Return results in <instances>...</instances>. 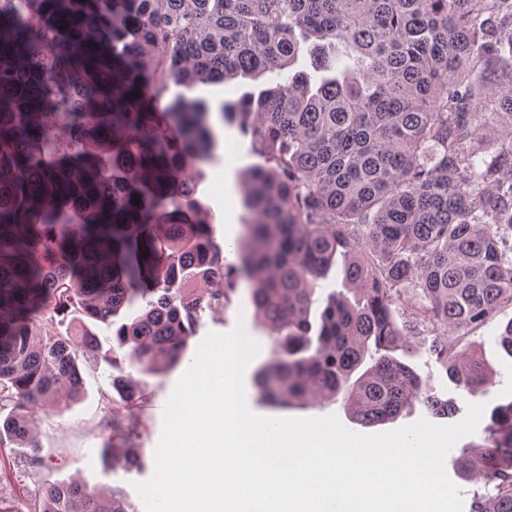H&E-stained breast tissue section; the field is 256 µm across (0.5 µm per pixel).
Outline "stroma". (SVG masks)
<instances>
[{
	"mask_svg": "<svg viewBox=\"0 0 512 512\" xmlns=\"http://www.w3.org/2000/svg\"><path fill=\"white\" fill-rule=\"evenodd\" d=\"M277 81V76L269 73L256 80L240 78L224 85L201 86L195 89L194 95L208 100L216 108L222 102L238 99L243 93L275 86ZM211 124L217 147L214 155L203 164L204 176L197 197L212 213L214 237L224 249L225 263L230 264L236 259L235 246L247 215L242 201L240 173L256 164L257 158L251 153L249 142L235 128L224 125L216 111L211 115ZM228 193L237 202L229 214L224 211V196ZM417 309L416 301L411 300L403 303L396 315L398 322L407 325L410 341V347L401 359L427 380L432 394L452 404L453 410L447 416L430 415L423 404L417 403L407 407L394 420L363 425L353 421L341 404L328 400H312L284 408L266 404L253 384V376L259 367L275 358L276 348L269 329L254 317L250 285L243 280L238 281L226 309L205 315L190 345L198 347L208 333L226 332L235 325H242L261 346L258 356L247 367L243 381L248 407L263 417L313 418L333 414L346 428L362 434L395 430L421 418L430 419L437 425L458 423L466 415L468 401L461 397L444 369L430 356L428 345L423 341L425 327L416 319ZM511 321L512 306L504 307L491 323L474 329L468 336L493 379L486 392L477 398L478 403L485 406L477 430L461 438L460 446L482 442L494 409L512 402V356L507 355L495 341L499 330ZM189 367V362L185 361L167 373L146 377V398L137 409V428L129 439L137 454V462L130 466L122 460L112 465L105 464L99 457V450L107 437L101 423L112 411L124 410L125 404L121 398L111 395L113 370L110 366L93 362L84 364L85 390L79 400L63 404L58 411L38 409L34 412V436L38 448L33 452L41 458L38 471L32 472L26 467L25 461L33 453L29 449L9 443L0 446V497L13 502L20 512H31L44 483L78 480L98 492L121 497L129 504V512H144L134 485L147 480L153 473L154 451L161 435L165 404Z\"/></svg>",
	"mask_w": 512,
	"mask_h": 512,
	"instance_id": "35a3bbf8",
	"label": "stroma"
}]
</instances>
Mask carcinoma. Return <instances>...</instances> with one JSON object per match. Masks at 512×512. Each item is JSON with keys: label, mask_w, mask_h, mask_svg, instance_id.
Here are the masks:
<instances>
[{"label": "carcinoma", "mask_w": 512, "mask_h": 512, "mask_svg": "<svg viewBox=\"0 0 512 512\" xmlns=\"http://www.w3.org/2000/svg\"><path fill=\"white\" fill-rule=\"evenodd\" d=\"M338 41L350 62L328 55ZM302 55L311 71L288 74ZM266 73L285 83L219 106L260 158L242 174L234 267L278 347L259 395L276 407L341 395L364 424L415 402L448 414L395 356L410 293L461 395L491 383L448 331L512 306V128L491 154L478 138L512 120V0H0V444L36 447L33 409L79 398L81 364L118 368L123 350L163 374L203 315L230 304L196 197L211 106L188 93ZM171 84L184 93L163 129L145 98ZM338 254L346 291L315 326ZM111 386L127 412L106 421L100 458L132 464L113 439L145 391L123 375ZM455 462L486 478L472 512H512V402ZM39 512L128 506L52 483Z\"/></svg>", "instance_id": "cac0c4a2"}]
</instances>
